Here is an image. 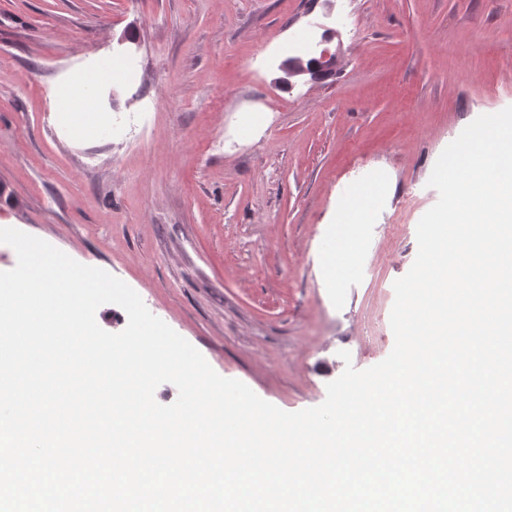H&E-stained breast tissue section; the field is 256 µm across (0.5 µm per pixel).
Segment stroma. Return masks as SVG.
<instances>
[{
  "label": "stroma",
  "instance_id": "1",
  "mask_svg": "<svg viewBox=\"0 0 512 512\" xmlns=\"http://www.w3.org/2000/svg\"><path fill=\"white\" fill-rule=\"evenodd\" d=\"M309 37L333 72L283 83ZM117 60L135 79L95 82ZM509 106L512 0H0V228L121 279L296 412L390 354L435 162Z\"/></svg>",
  "mask_w": 512,
  "mask_h": 512
}]
</instances>
